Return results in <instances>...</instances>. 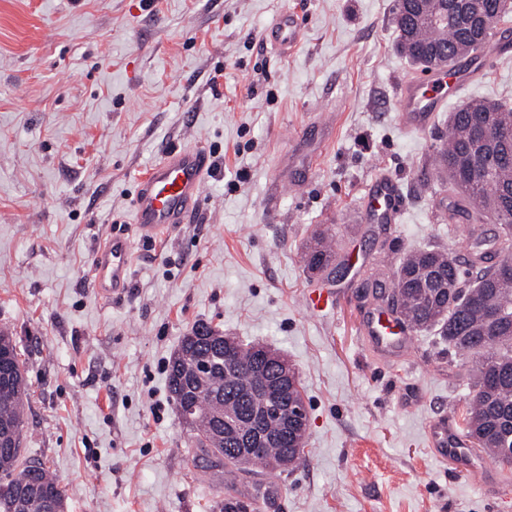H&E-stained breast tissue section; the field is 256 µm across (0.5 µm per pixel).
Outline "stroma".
Here are the masks:
<instances>
[{
    "label": "stroma",
    "mask_w": 512,
    "mask_h": 512,
    "mask_svg": "<svg viewBox=\"0 0 512 512\" xmlns=\"http://www.w3.org/2000/svg\"><path fill=\"white\" fill-rule=\"evenodd\" d=\"M395 0H0V330L16 337L29 400L23 446L63 488L69 512H221L228 483L251 512H512L501 493L441 463L431 418L461 417L472 359L429 333L402 357L362 324L370 271L408 251L468 250L449 232L432 159L448 124L423 132L388 111L418 69L398 52ZM301 38L263 40L283 12ZM512 107V52L463 93ZM326 125L309 184L277 190L303 128ZM217 163L196 219L134 241L125 296L99 300L92 257L132 233L136 178L161 145ZM394 180L401 215L365 224L370 184ZM328 231L337 259L309 273ZM330 292L311 311L306 295ZM285 355L308 412L293 468L216 476L196 468L169 402L167 364L198 323ZM328 235L325 231L316 234L310 241L305 252L306 267L311 272H320L328 268L336 259V252L329 250L324 245Z\"/></svg>",
    "instance_id": "obj_1"
}]
</instances>
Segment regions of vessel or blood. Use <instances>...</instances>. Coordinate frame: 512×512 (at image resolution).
I'll use <instances>...</instances> for the list:
<instances>
[{
    "label": "vessel or blood",
    "instance_id": "obj_1",
    "mask_svg": "<svg viewBox=\"0 0 512 512\" xmlns=\"http://www.w3.org/2000/svg\"><path fill=\"white\" fill-rule=\"evenodd\" d=\"M300 24L296 16L279 15L265 33V40L280 51L298 43ZM512 50V42L492 38L482 43L466 60L434 68L421 78L402 85L393 109L403 126L423 131L431 127L438 113L446 111L464 89L481 74L494 56ZM329 136L328 130H306L294 140L292 152L284 160L289 167L293 185L309 181L312 158ZM210 170L208 153L201 148L168 147L136 183L133 201L134 236L112 235L92 257L90 275L100 298L122 294L131 271L132 237L152 241L167 234L176 225L191 223L198 211L202 186ZM398 187L388 179L374 182L367 194L363 210L367 223H395ZM364 332L379 347L399 351L409 342L411 329L398 314L377 310L363 320ZM428 438L436 457L448 461L465 473L477 475L484 471L486 457L471 447L468 438L455 425L453 417L432 420Z\"/></svg>",
    "mask_w": 512,
    "mask_h": 512
}]
</instances>
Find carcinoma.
<instances>
[{"label":"carcinoma","mask_w":512,"mask_h":512,"mask_svg":"<svg viewBox=\"0 0 512 512\" xmlns=\"http://www.w3.org/2000/svg\"><path fill=\"white\" fill-rule=\"evenodd\" d=\"M427 2L403 8L396 3L393 23L403 55L410 63L437 50L451 57L455 47H475L495 27L469 28L460 14L431 24L423 18ZM483 112L512 128V108L475 100L450 113L448 133L434 156L441 181L455 193L452 211L469 221L474 261L472 277L462 278L456 258L439 247L404 255L392 281L391 307L408 318L418 332H433L449 348L474 357L469 397L462 418L463 434L477 447L512 465V281L499 278L497 264H486L480 244L512 247V141L471 147L466 131ZM502 231L492 240L479 227L489 221ZM316 234L305 252L311 272L328 268L336 252ZM211 328L197 324L181 337L168 363V393L173 405L197 407L187 423L195 448L194 460L223 470L234 451L243 448L247 465L272 472L284 469L291 457L299 463L303 449L292 446L282 423L262 413L264 398L277 376V365L261 357L256 346L228 337L216 347L201 335ZM29 392L17 340L0 331V512H68L65 494L46 464L25 455L23 430Z\"/></svg>","instance_id":"1"}]
</instances>
